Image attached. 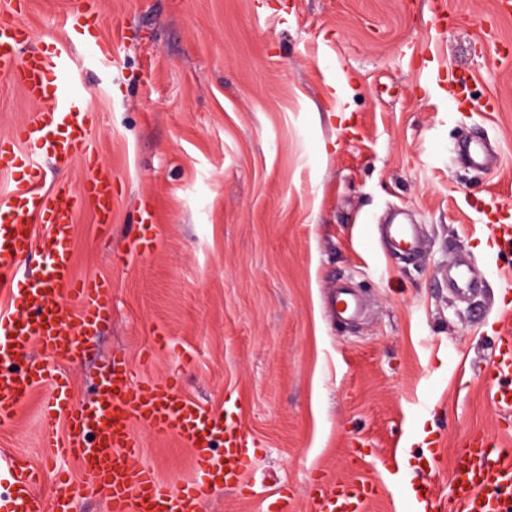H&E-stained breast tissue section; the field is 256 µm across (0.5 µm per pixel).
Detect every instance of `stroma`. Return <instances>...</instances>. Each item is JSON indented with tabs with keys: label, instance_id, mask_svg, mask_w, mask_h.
Here are the masks:
<instances>
[{
	"label": "stroma",
	"instance_id": "35a3bbf8",
	"mask_svg": "<svg viewBox=\"0 0 512 512\" xmlns=\"http://www.w3.org/2000/svg\"><path fill=\"white\" fill-rule=\"evenodd\" d=\"M99 2L104 64L66 27L79 0H29L23 17L73 59L119 197L107 227L76 218L74 273L109 280L112 307L75 363L48 362L73 399L92 400L118 356L138 379L176 373L184 397L237 411L256 495L220 487L201 512H258L282 493L308 512L311 483L348 475L393 488L365 512H410L436 437L485 431L512 449L485 374L512 304V243L489 246L485 222L512 201V63L495 50L512 42V15L495 0H447L444 26L434 0ZM452 77L467 110L449 102ZM32 110L0 80V138ZM471 139L489 167L461 157ZM395 213L416 225L419 253L379 242ZM144 217L154 248L127 258ZM461 259L479 283L465 298L448 286ZM340 284L363 302L357 320L334 313ZM159 336L166 348L146 355ZM52 393L37 387L0 424V458L43 465ZM139 439L160 478H195L181 441Z\"/></svg>",
	"mask_w": 512,
	"mask_h": 512
}]
</instances>
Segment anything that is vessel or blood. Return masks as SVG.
Returning <instances> with one entry per match:
<instances>
[{"label": "vessel or blood", "instance_id": "obj_1", "mask_svg": "<svg viewBox=\"0 0 512 512\" xmlns=\"http://www.w3.org/2000/svg\"><path fill=\"white\" fill-rule=\"evenodd\" d=\"M22 0H0V78L15 84L35 110L0 140V170L17 174L9 206L0 219V288L9 291L11 306L0 314V423L12 421L27 396L44 382L53 394L42 407L48 430L44 445L51 453L65 454L81 466L80 479L68 470L56 472L61 492L45 502L37 491L40 472L27 459L7 460L9 493L0 500V512H73L77 501L102 497L108 512H200V505L215 486L252 496L244 481L249 466L250 441L232 411L220 412L181 395L178 376L146 383L138 381L127 362L114 361L102 376L96 398L74 401L66 375L51 378L40 364L20 366V359L38 346L61 362L77 359L81 338L94 334L111 304V289L101 277H76L72 272L71 242L75 216L88 206L99 224H109L117 206L115 175L100 161L90 143L95 110L74 90L71 58L54 42L35 47L31 33L20 21ZM76 40L86 41L98 62L112 54L109 44L89 40L97 25L96 4L86 0L80 12L67 20ZM55 156L59 167L81 164L79 187L60 184L41 190L42 170L34 152ZM47 224L42 244L45 265L39 277L22 282L16 273L35 244L33 221ZM491 242L512 241V207L495 205L489 219ZM501 340L486 375L495 384L492 405L512 411V324L498 330ZM64 422L65 437L53 427ZM179 439L193 454L196 477L184 483L161 480L140 465L137 429ZM224 447L223 461L211 453L215 443ZM437 454L424 463L425 481L413 487L416 512H436L433 475ZM450 479L459 512H512V452L487 432L470 434L454 448ZM380 487L353 476L317 482L308 496L309 512H364Z\"/></svg>", "mask_w": 512, "mask_h": 512}]
</instances>
